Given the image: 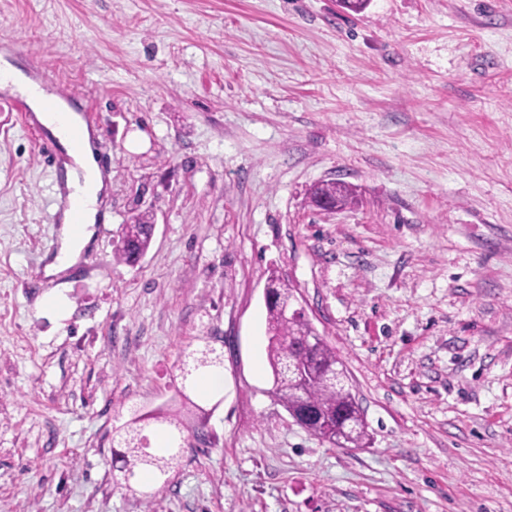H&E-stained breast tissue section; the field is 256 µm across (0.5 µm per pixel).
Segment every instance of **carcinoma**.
Returning a JSON list of instances; mask_svg holds the SVG:
<instances>
[{
    "label": "carcinoma",
    "mask_w": 512,
    "mask_h": 512,
    "mask_svg": "<svg viewBox=\"0 0 512 512\" xmlns=\"http://www.w3.org/2000/svg\"><path fill=\"white\" fill-rule=\"evenodd\" d=\"M352 197V191L338 182H321L312 186L309 199L312 205L319 200H335L345 204ZM154 236V225L149 217L142 214L131 224L124 225L114 257L128 265L138 264L150 249ZM274 299L267 304V330L269 335L268 359L273 374V395L290 411L299 412L301 406L308 403L314 409L316 419L306 426V430L329 444L345 445L349 448H361L366 444L367 428L361 409L351 393V389L337 384L328 374L332 367L342 365L336 356V350L326 342H321L313 355L317 363L316 372L301 381L288 374V363L299 362L303 355L302 345L309 335L315 333L311 323L302 320L291 322L284 317L283 307L293 297L292 289L287 285L270 279ZM221 369L218 357L210 356L204 350L197 358L194 367L198 380ZM160 432L157 436L163 440V446L152 449L146 443V437L140 436L137 442L130 443V437L139 433L138 428L128 430L125 439L126 448L112 454V469L122 475L125 485L144 474L165 476L174 471L180 463V453H172L173 440L167 427L181 430L182 419L176 412L150 414Z\"/></svg>",
    "instance_id": "cac0c4a2"
}]
</instances>
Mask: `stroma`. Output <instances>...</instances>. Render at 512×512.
I'll return each instance as SVG.
<instances>
[{
  "mask_svg": "<svg viewBox=\"0 0 512 512\" xmlns=\"http://www.w3.org/2000/svg\"><path fill=\"white\" fill-rule=\"evenodd\" d=\"M2 41L82 92L109 191L46 275L66 154L0 90V512H512V0H0ZM323 181L352 203L310 206ZM144 212L150 250L116 263ZM272 277L339 354L366 447L273 396ZM204 344L208 444L120 485L119 428L178 404ZM210 350H203L201 352V356L197 358L196 365L194 367L195 373L197 375L198 381H203L205 377H207V386L208 389H216L220 386H223L224 376L220 373L219 369L222 367V363L218 361V356L211 357L212 354ZM217 371V372H214ZM213 372V373H212ZM211 373V374H210Z\"/></svg>",
  "mask_w": 512,
  "mask_h": 512,
  "instance_id": "stroma-1",
  "label": "stroma"
}]
</instances>
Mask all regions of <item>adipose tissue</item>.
I'll list each match as a JSON object with an SVG mask.
<instances>
[{
    "mask_svg": "<svg viewBox=\"0 0 512 512\" xmlns=\"http://www.w3.org/2000/svg\"><path fill=\"white\" fill-rule=\"evenodd\" d=\"M0 87H9L26 95L36 119L55 137H62L63 122L78 124L82 121L81 116L67 105L55 113L44 111L43 96L36 84L21 69L10 63L0 64ZM65 184L72 195L79 197L83 203V231L80 236L66 238L59 253L46 267V272L50 275L72 266L95 234L94 226L107 187L91 147H84L81 152L74 154L72 166L65 171Z\"/></svg>",
    "mask_w": 512,
    "mask_h": 512,
    "instance_id": "1",
    "label": "adipose tissue"
}]
</instances>
